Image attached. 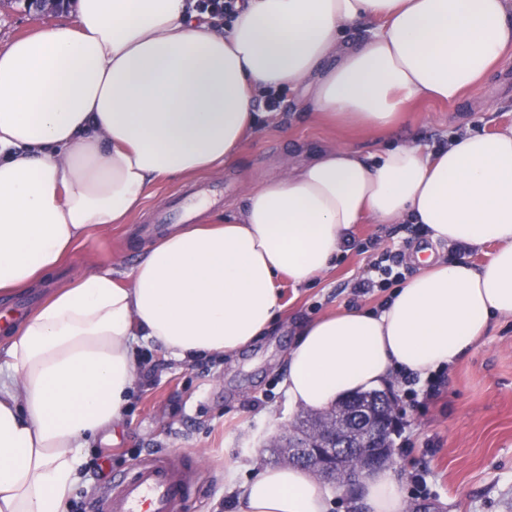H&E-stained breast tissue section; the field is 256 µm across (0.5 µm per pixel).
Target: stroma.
Instances as JSON below:
<instances>
[{
	"label": "stroma",
	"mask_w": 512,
	"mask_h": 512,
	"mask_svg": "<svg viewBox=\"0 0 512 512\" xmlns=\"http://www.w3.org/2000/svg\"><path fill=\"white\" fill-rule=\"evenodd\" d=\"M71 10L34 17L21 0H0V46L36 31L73 23ZM285 128L269 127L251 137L239 160L221 171L192 181H168L151 186L143 211L127 223L91 230L62 265L33 290H21L41 305L76 276L112 269L122 276L156 239L147 230L154 212L175 194L194 198L201 185L220 186L224 198L196 212L204 221L239 206L252 187L267 175L300 163L313 149L330 143L374 153L407 142L444 149L458 131L493 132L512 126V62L495 69L487 80L469 89L455 104L417 101L389 133L352 126L322 125L297 113L288 93L279 96ZM376 238L382 248L402 254L410 272L418 267L413 254L426 248L425 238L413 237L394 224H357L353 245L330 269L311 283L282 285L283 309L274 328L235 357H214L193 363L166 357L157 347L136 351L140 378L125 408V424L117 433L90 438L84 475L67 504L69 512L93 503L105 481L95 477L128 470L151 452L176 458L193 456L198 481L185 512H235L227 493V477L249 449L258 448L268 465L282 464L277 448L301 417L289 409L280 384L286 354L299 330L325 315L349 310L379 311L389 297L380 290L370 297L352 293L374 252H358L357 243ZM387 393L403 409L400 427L411 445L395 454L392 470L401 483L406 512H512V317L493 318L472 350L446 371L438 395L409 403L400 381ZM422 473L425 491H417L410 473Z\"/></svg>",
	"instance_id": "stroma-1"
}]
</instances>
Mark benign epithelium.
<instances>
[{"mask_svg":"<svg viewBox=\"0 0 512 512\" xmlns=\"http://www.w3.org/2000/svg\"><path fill=\"white\" fill-rule=\"evenodd\" d=\"M36 7L33 12L39 15L59 13L64 9L65 0H35ZM359 416L364 426V444L372 446L381 439L382 426L385 419L395 422L399 416V410L394 401H389V406L381 412L368 406L359 411ZM350 434L346 429L319 428L314 431L311 443L303 448L296 456L288 457V460H299L313 468L346 484L361 478L364 472L370 470L376 464H391L394 461L393 452L380 448L376 455L368 459L363 467L353 468L348 465L350 454Z\"/></svg>","mask_w":512,"mask_h":512,"instance_id":"7a95c632","label":"benign epithelium"}]
</instances>
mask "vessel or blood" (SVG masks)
Here are the masks:
<instances>
[{"label":"vessel or blood","instance_id":"b4317fda","mask_svg":"<svg viewBox=\"0 0 512 512\" xmlns=\"http://www.w3.org/2000/svg\"><path fill=\"white\" fill-rule=\"evenodd\" d=\"M196 475L193 462L156 452L129 471L113 475L98 498V512H181L191 496Z\"/></svg>","mask_w":512,"mask_h":512}]
</instances>
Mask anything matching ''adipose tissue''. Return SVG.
<instances>
[{
	"instance_id": "ef3b65f1",
	"label": "adipose tissue",
	"mask_w": 512,
	"mask_h": 512,
	"mask_svg": "<svg viewBox=\"0 0 512 512\" xmlns=\"http://www.w3.org/2000/svg\"><path fill=\"white\" fill-rule=\"evenodd\" d=\"M214 26L189 0H77L74 25L0 47V298L39 287L69 249L126 223L154 183L239 156L258 98L299 92L331 124L390 131L411 102H458L512 51V0H238ZM356 224H422L435 245H490L480 268L425 257L379 312L305 326L289 407L324 411L395 372L427 378L512 316V128L369 161L328 145L269 174L223 222L175 225L125 279L87 272L0 339V512H65L88 438L116 431L136 348L232 355L271 329L283 282L329 269ZM238 512H328L308 470L252 450ZM363 512H404L390 470Z\"/></svg>"
}]
</instances>
